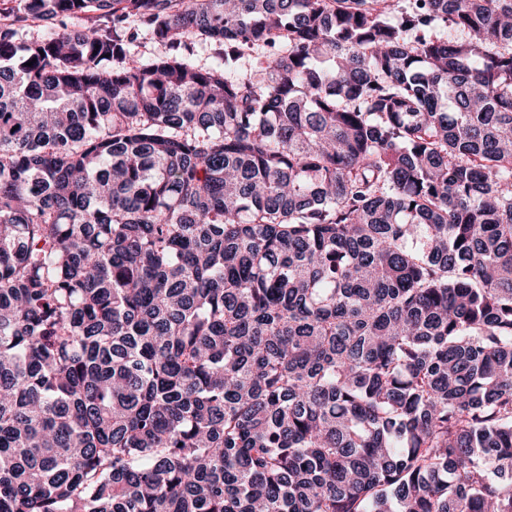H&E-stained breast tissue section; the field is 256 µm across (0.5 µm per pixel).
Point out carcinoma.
<instances>
[{"label":"carcinoma","instance_id":"1","mask_svg":"<svg viewBox=\"0 0 512 512\" xmlns=\"http://www.w3.org/2000/svg\"><path fill=\"white\" fill-rule=\"evenodd\" d=\"M0 512H512V0H3Z\"/></svg>","mask_w":512,"mask_h":512}]
</instances>
